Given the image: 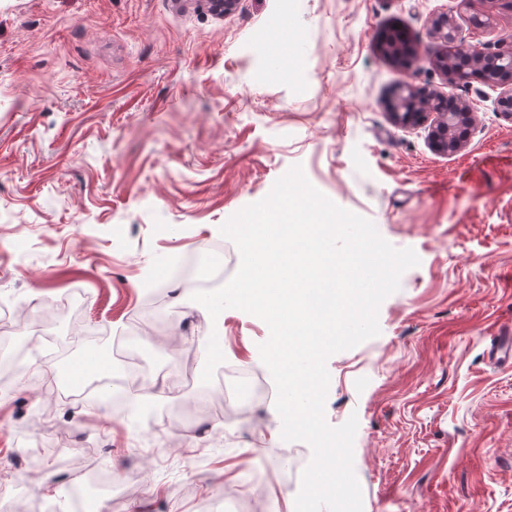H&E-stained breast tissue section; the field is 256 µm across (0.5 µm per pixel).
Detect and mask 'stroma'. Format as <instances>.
<instances>
[{"label":"stroma","mask_w":512,"mask_h":512,"mask_svg":"<svg viewBox=\"0 0 512 512\" xmlns=\"http://www.w3.org/2000/svg\"><path fill=\"white\" fill-rule=\"evenodd\" d=\"M443 13L481 47L512 30L497 0H237L224 15L207 0H0V304L99 337L52 363L31 328L0 332L25 352L0 387V453L42 464L22 512H45L64 495L60 475L91 464L138 490L95 498L93 512H295L291 465L312 450L282 439L274 402L183 431L190 467L138 445L150 414L204 404L210 334L225 364L272 384L258 349L267 324L234 308L211 318L166 262L220 240L232 277L240 254L220 226L295 165L420 259L380 305L379 334L327 362V422L358 418L363 512H512V366L488 356L512 327V121L499 88L470 79L456 89L478 107L470 138L435 152L432 121L399 123L391 103L400 82L444 92L446 78L378 47L398 27L435 51L429 21ZM476 13L489 27L472 28ZM261 44L292 47L288 70L272 71ZM20 235L34 248L9 251ZM156 287L181 344L176 356L149 339L140 354L164 373L157 405L65 414L43 390L47 368L111 361L115 336L151 325Z\"/></svg>","instance_id":"35a3bbf8"}]
</instances>
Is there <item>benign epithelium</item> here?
<instances>
[{"label":"benign epithelium","instance_id":"obj_1","mask_svg":"<svg viewBox=\"0 0 512 512\" xmlns=\"http://www.w3.org/2000/svg\"><path fill=\"white\" fill-rule=\"evenodd\" d=\"M431 34L445 46L444 52L434 55L423 53L414 47L410 38H403L395 32L382 35L379 47L383 55L393 61H404L414 56L420 62L431 63L447 77L450 85L464 80V77L451 69V60L456 53L460 54V59L466 66L486 63L497 65L492 84L502 89L498 100L499 112L512 121V31L500 39L496 50L492 52L468 46L446 14L437 15L431 20ZM428 112L438 115V123L432 136V148L446 153L459 151L472 129L473 102L460 99L451 92L436 93L405 82L398 85L393 104V116L396 120L421 122Z\"/></svg>","mask_w":512,"mask_h":512}]
</instances>
